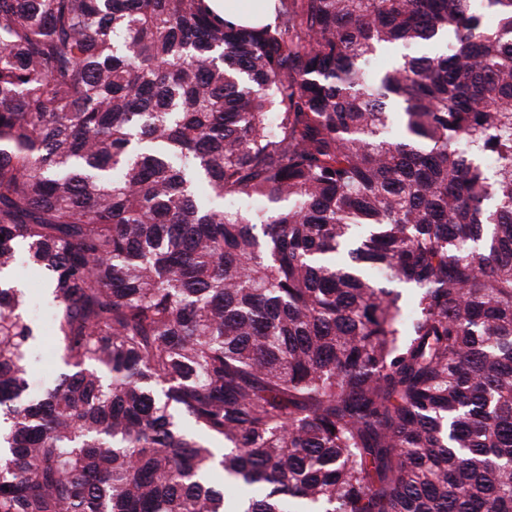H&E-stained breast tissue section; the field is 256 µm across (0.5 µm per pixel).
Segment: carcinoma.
I'll return each instance as SVG.
<instances>
[{
    "instance_id": "cac0c4a2",
    "label": "carcinoma",
    "mask_w": 512,
    "mask_h": 512,
    "mask_svg": "<svg viewBox=\"0 0 512 512\" xmlns=\"http://www.w3.org/2000/svg\"><path fill=\"white\" fill-rule=\"evenodd\" d=\"M274 13L0 0V512H512V0ZM58 369L55 336L45 333L40 337L34 357L28 366L27 376L40 382L44 387L54 377Z\"/></svg>"
}]
</instances>
